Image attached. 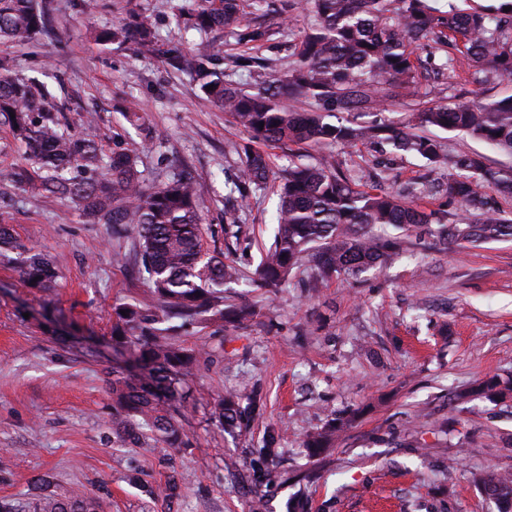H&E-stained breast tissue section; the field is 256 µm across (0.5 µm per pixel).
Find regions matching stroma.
<instances>
[{"label":"stroma","instance_id":"1","mask_svg":"<svg viewBox=\"0 0 512 512\" xmlns=\"http://www.w3.org/2000/svg\"><path fill=\"white\" fill-rule=\"evenodd\" d=\"M127 3L97 0L89 13L82 0H50L52 33L22 46L0 42V56L13 58L18 74L48 76L75 129L94 117L103 152L117 139L136 150L151 183L183 169L196 177L204 242L224 248L242 275L226 301L250 304L255 315L183 332L185 347L224 352L200 365L182 409L181 447H118L104 384L118 363L112 305L150 293L112 256H134L135 238H114L111 225L18 181L27 164L0 120V221L57 270L55 287L43 291L23 282L19 252L0 256V500L33 512L48 479L60 494L94 490L98 512H252L258 493L264 512L300 501L306 512H495L473 475L489 467L512 474V399L492 402L473 390L485 377L512 376V240L458 252L412 234L398 256L316 294L296 277L274 293L252 288L275 234L280 181L238 202L240 231L229 241L224 182L240 173L247 135L201 102L189 76L97 44L96 33L124 18ZM309 19L306 11L289 22L261 15L269 38L240 44L220 32L214 47L284 70ZM133 102L145 111L146 131L123 117ZM422 133L446 154L478 152L492 169L512 166V157L465 134ZM327 151L360 189L448 180V167L431 171L419 157L368 142ZM245 382L260 390L264 411L246 430L225 432L212 408ZM334 419L348 423L335 446L309 456L306 433ZM271 436L281 458L273 470L259 454ZM186 471L193 480L181 497L161 496Z\"/></svg>","mask_w":512,"mask_h":512}]
</instances>
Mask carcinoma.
I'll list each match as a JSON object with an SVG mask.
<instances>
[{"label": "carcinoma", "mask_w": 512, "mask_h": 512, "mask_svg": "<svg viewBox=\"0 0 512 512\" xmlns=\"http://www.w3.org/2000/svg\"><path fill=\"white\" fill-rule=\"evenodd\" d=\"M129 2L126 17L100 32L97 41L130 44L137 56L189 75L205 103L250 135L241 175L230 187L242 200L250 190L265 187L273 174L269 155L255 143L345 146L367 140L437 167L443 162L440 143L416 132L419 126H435L512 156V95L483 96V85L512 78V0L470 11L451 6L446 12L434 8L432 0H178L175 20L199 36L182 50L164 48L151 15ZM301 4L310 8L314 22L300 31L288 72L279 73L257 55L239 56L232 64L258 80L248 89L226 81L224 58L208 33L227 28L240 43L256 42L263 33L250 25L253 11L267 7L290 18ZM50 32V10L41 0H0V41L23 44ZM420 50L445 52L441 67L448 80L473 86L472 98L428 102L407 122L381 117L386 106L418 93ZM14 68L13 59L0 58V116L24 145L42 188L118 230L129 225L137 233L138 275L148 283L151 299L112 307V348L126 355L125 365L112 368L106 378L112 433L125 447L142 448L149 438L168 443L176 436L197 361L211 357L182 345L177 330L186 323L222 324L253 315L248 306L224 308V287L238 280V269L224 261V251L205 247V217L190 172L145 186L135 150L116 141L112 152L103 154L93 127L72 132L52 88L17 77ZM304 103L308 108H301ZM339 114L343 118L336 123ZM448 164L456 173L445 188L429 185L397 194L355 189L331 153L289 166L279 188L274 242L257 269L258 286L278 287L306 261L313 274L305 287L315 293L335 278L356 277L398 254L403 232L420 230L457 249L511 238L512 215L489 205L488 190L512 197V167L493 171L478 153L458 155ZM451 203L465 214L448 211ZM17 249L12 228L0 223V255ZM20 272L33 288H52L57 278L41 252L25 257ZM477 392L504 400L512 395V379L492 377ZM263 406L262 395L244 387L225 393L211 419L222 429L241 431ZM342 428L331 422L307 434L304 447L319 455ZM474 481L485 493L512 498L509 474L488 468ZM37 512H98V502L85 490L63 496L47 491Z\"/></svg>", "instance_id": "carcinoma-1"}]
</instances>
